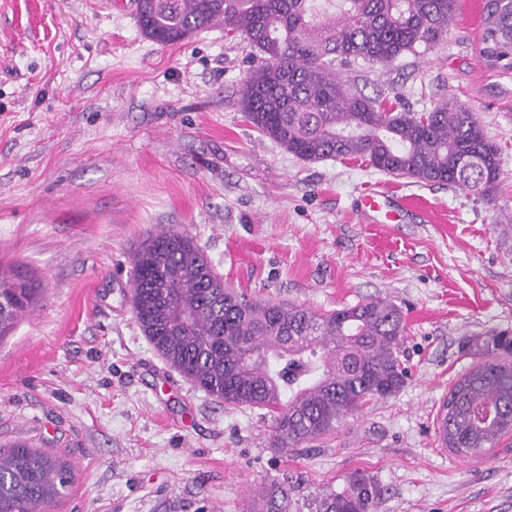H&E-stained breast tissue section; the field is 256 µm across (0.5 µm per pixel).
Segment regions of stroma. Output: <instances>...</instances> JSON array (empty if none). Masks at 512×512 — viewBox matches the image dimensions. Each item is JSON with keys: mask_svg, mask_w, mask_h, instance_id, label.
Segmentation results:
<instances>
[{"mask_svg": "<svg viewBox=\"0 0 512 512\" xmlns=\"http://www.w3.org/2000/svg\"><path fill=\"white\" fill-rule=\"evenodd\" d=\"M483 6L460 0L429 50L343 72L412 112L471 108L500 154L487 196L289 154L246 119L257 61L223 27L163 46L125 0H0V264L43 288L0 339V442L72 465L53 512H252L282 475L308 495L356 470L379 490L374 512H512V434L471 458L435 431L472 362L464 340L512 333V71L481 57ZM370 191L418 210L367 223ZM169 226L250 298L391 301L407 324L404 387L276 453L265 411L198 389L134 319L130 253Z\"/></svg>", "mask_w": 512, "mask_h": 512, "instance_id": "35a3bbf8", "label": "stroma"}]
</instances>
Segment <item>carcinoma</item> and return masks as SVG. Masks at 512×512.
<instances>
[{"mask_svg": "<svg viewBox=\"0 0 512 512\" xmlns=\"http://www.w3.org/2000/svg\"><path fill=\"white\" fill-rule=\"evenodd\" d=\"M460 0H141L145 36L163 45L222 25L261 61L241 104L263 135L307 162L363 157L422 183L490 193L498 147L476 114L448 100L406 112L351 89L339 67L389 63L440 41ZM484 61L512 70V0H485ZM134 318L159 356L231 407L266 411L283 452L327 436L367 402L406 383L401 311L383 299L326 312L250 299L224 285L193 237L175 228L145 236L130 256ZM41 288L0 264V338L33 311ZM477 358L445 400L443 440L478 457L512 433V336L465 340ZM73 474L61 457L24 442L0 444V512H49ZM295 487L274 482L256 512H300ZM377 490L362 471L315 498V512H372Z\"/></svg>", "mask_w": 512, "mask_h": 512, "instance_id": "cac0c4a2", "label": "carcinoma"}]
</instances>
